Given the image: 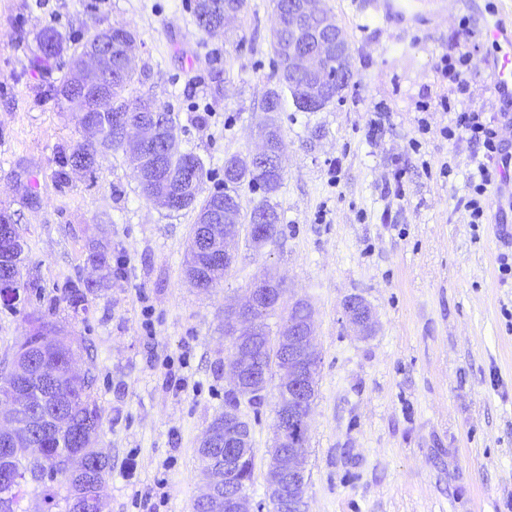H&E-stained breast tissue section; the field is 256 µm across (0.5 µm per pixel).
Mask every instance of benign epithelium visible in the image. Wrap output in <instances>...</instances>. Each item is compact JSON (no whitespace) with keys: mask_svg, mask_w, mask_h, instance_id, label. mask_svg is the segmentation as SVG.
I'll return each mask as SVG.
<instances>
[{"mask_svg":"<svg viewBox=\"0 0 512 512\" xmlns=\"http://www.w3.org/2000/svg\"><path fill=\"white\" fill-rule=\"evenodd\" d=\"M317 0H289L288 2V49L278 55L280 69L290 73L329 71L336 83H347L349 71L339 62L349 53V45L342 29L331 18L327 10L316 6ZM118 40L125 48L123 63L136 68L132 48L135 34L119 31ZM78 84L88 85L101 75L112 76L115 69L112 61V28L97 30L96 36L87 45L84 53L74 62ZM329 95L326 84H312L306 88L302 99L303 109L317 112L324 108ZM82 138L84 146H98L104 136L102 121L81 112ZM274 123L267 121L258 134V143L244 158L253 168H264L273 157ZM114 141L121 144L138 171L140 178L154 185L161 196L173 208L184 205L187 200L186 184H171L162 175L166 159L185 157L186 175L192 176L198 162L185 156L180 149L177 131L158 123L152 115L130 118L120 114L112 119ZM239 210L237 198L224 202L204 214L202 223L207 225L206 239L191 237L197 252L207 256L212 265L222 264L224 270L233 265L235 254L230 244L237 240V225L225 223L234 218ZM269 215L255 212L250 216L251 244L260 249L266 245L264 224ZM23 235L18 224L11 220L0 223V265L14 270L22 256ZM281 279L266 276L248 288L247 299L235 307L224 308V334L235 340L236 346L229 355L230 388L239 396L250 398L264 395L269 377H278V405L273 426L276 451L271 453L266 472V497L273 505L306 509L304 498L307 484L306 447L308 442V407L317 395V377L320 357L316 349L313 329L314 311L305 299L295 303L304 306L301 317L288 310V321L277 336V354L269 361L257 356L260 329L253 317L259 306L279 305L282 295ZM348 320L364 332L371 331L373 312L360 296H349L344 301ZM60 375L57 366L27 354H22L15 372L13 394L0 400L8 412L0 414V484L7 486L17 480L11 462L18 448L13 437V416L19 405L32 401V395L40 394L33 387L37 381L42 386L54 385ZM219 429L203 433L199 447L207 448L224 436V470L203 471L198 487V497L207 512H252L251 502L244 494L231 495L225 491L230 472L241 458L251 454L253 448L252 429L249 421L237 409L224 408V413L215 418Z\"/></svg>","mask_w":512,"mask_h":512,"instance_id":"1","label":"benign epithelium"}]
</instances>
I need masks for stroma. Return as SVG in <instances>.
Instances as JSON below:
<instances>
[{"label":"stroma","instance_id":"35a3bbf8","mask_svg":"<svg viewBox=\"0 0 512 512\" xmlns=\"http://www.w3.org/2000/svg\"><path fill=\"white\" fill-rule=\"evenodd\" d=\"M321 6L348 38L352 79L317 112L283 97L274 118L286 161L269 197L279 233L258 250L240 235L223 282L205 292L184 273L196 211L146 203L122 152L58 186L56 148L80 137L69 103L50 93L70 57L36 68L37 36L52 27L75 48L91 27L131 28L137 67L127 93L171 109L181 147L203 160L213 193L224 188L225 159L253 149L267 117L263 97L277 83L274 0H246L217 35L196 25L193 0H0V212L23 232L28 298L0 307V366L32 311L75 338L77 365L92 368L103 410L104 512H192L198 442L228 389L224 306L269 273L283 280L284 302L304 298L315 312L308 512H512V280L498 272L512 208L489 204L486 223L472 230L458 201L483 150L441 133L455 113L503 112L490 78L496 49L478 31L493 15L512 25V0ZM454 47L472 58L462 94L436 75ZM446 161L454 172L443 178ZM99 244L111 254L106 279L88 260ZM97 277L103 285L87 313L73 315L66 281ZM350 295L372 308L371 335L347 320ZM277 383L270 378L267 405L244 409L255 455L246 493L261 512H272L265 474Z\"/></svg>","mask_w":512,"mask_h":512}]
</instances>
